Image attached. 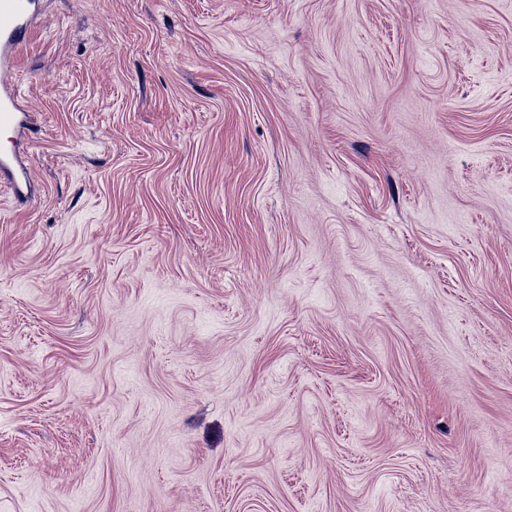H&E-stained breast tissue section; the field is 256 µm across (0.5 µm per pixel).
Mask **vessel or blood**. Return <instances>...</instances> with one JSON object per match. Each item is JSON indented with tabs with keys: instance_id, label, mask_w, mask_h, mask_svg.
Here are the masks:
<instances>
[{
	"instance_id": "obj_1",
	"label": "vessel or blood",
	"mask_w": 512,
	"mask_h": 512,
	"mask_svg": "<svg viewBox=\"0 0 512 512\" xmlns=\"http://www.w3.org/2000/svg\"><path fill=\"white\" fill-rule=\"evenodd\" d=\"M38 11V0H0V129L19 133L25 128L14 59ZM24 180L14 151L0 150V188L17 195Z\"/></svg>"
}]
</instances>
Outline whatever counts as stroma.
<instances>
[{
    "instance_id": "1",
    "label": "stroma",
    "mask_w": 512,
    "mask_h": 512,
    "mask_svg": "<svg viewBox=\"0 0 512 512\" xmlns=\"http://www.w3.org/2000/svg\"><path fill=\"white\" fill-rule=\"evenodd\" d=\"M0 192V512H512V0H41ZM23 182H25V173L18 158L15 156V150H0L1 189L19 196L23 191Z\"/></svg>"
}]
</instances>
